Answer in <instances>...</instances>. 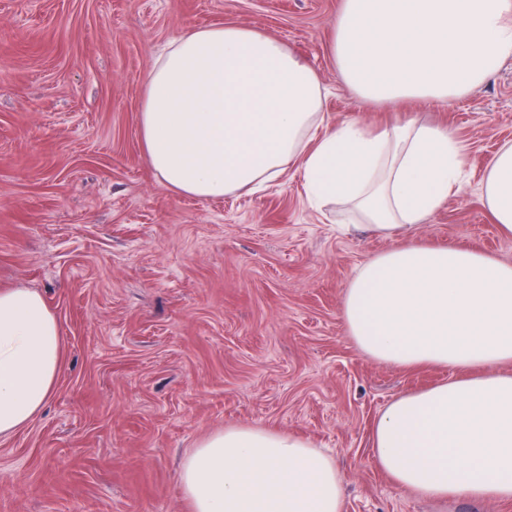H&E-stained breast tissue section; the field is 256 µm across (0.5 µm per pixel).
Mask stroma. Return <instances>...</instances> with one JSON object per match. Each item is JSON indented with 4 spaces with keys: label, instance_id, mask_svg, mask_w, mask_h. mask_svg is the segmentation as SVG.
I'll use <instances>...</instances> for the list:
<instances>
[{
    "label": "stroma",
    "instance_id": "obj_1",
    "mask_svg": "<svg viewBox=\"0 0 512 512\" xmlns=\"http://www.w3.org/2000/svg\"><path fill=\"white\" fill-rule=\"evenodd\" d=\"M340 0H0V290L37 291L64 338L55 392L0 438V512H189L184 454L229 425L327 449L346 512H512L436 501L374 463V419L450 376L373 359L340 311L354 270L392 247L341 207L308 204L288 170L263 191L178 197L148 167L139 103L155 57L183 31L253 27L317 71L332 123H375L336 79ZM398 112L448 128L464 184L411 233L512 261L480 185L512 143V60L480 91Z\"/></svg>",
    "mask_w": 512,
    "mask_h": 512
}]
</instances>
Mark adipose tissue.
Returning <instances> with one entry per match:
<instances>
[{"label":"adipose tissue","instance_id":"1","mask_svg":"<svg viewBox=\"0 0 512 512\" xmlns=\"http://www.w3.org/2000/svg\"><path fill=\"white\" fill-rule=\"evenodd\" d=\"M340 84L363 103L448 101L480 90L512 59V0H342L330 25ZM325 88L288 45L235 24L173 39L143 85L144 158L177 196L252 193L288 168L315 209L333 203L394 248L358 266L341 319L372 358L434 365L454 378L395 396L371 428L395 487L432 500H512V263L405 236L461 188L465 159L447 128L327 125ZM481 193L512 237V145ZM62 355L56 317L27 289L0 291V437L47 404ZM189 512H345L333 457L309 440L227 426L177 475Z\"/></svg>","mask_w":512,"mask_h":512}]
</instances>
